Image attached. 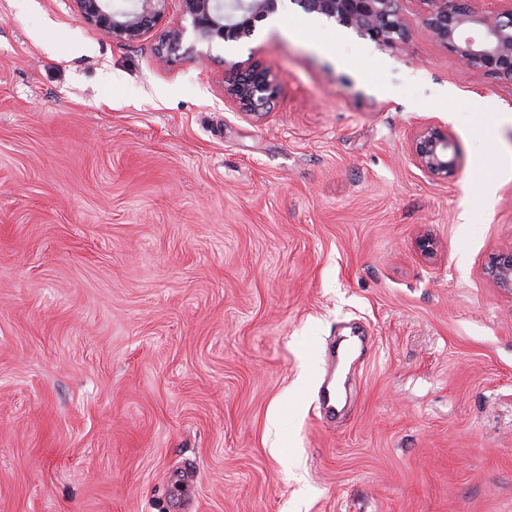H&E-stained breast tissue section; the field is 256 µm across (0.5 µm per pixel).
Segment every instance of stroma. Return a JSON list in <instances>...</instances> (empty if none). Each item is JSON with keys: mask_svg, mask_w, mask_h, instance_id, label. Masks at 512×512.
Here are the masks:
<instances>
[{"mask_svg": "<svg viewBox=\"0 0 512 512\" xmlns=\"http://www.w3.org/2000/svg\"><path fill=\"white\" fill-rule=\"evenodd\" d=\"M431 8L403 0L381 47L281 0L168 66L158 33L0 0V512H512V291L486 275L512 83ZM249 58L279 85L258 115L224 103ZM428 124L454 172L411 157ZM339 336L363 344L330 421ZM411 151L416 162L433 174H447L457 168L458 153L447 128L422 127L411 142ZM334 355H332L331 362L327 364L325 371L322 375L321 379V386H320V399L323 406V409L325 411L326 415L329 416H336L335 411L336 408L334 404L332 403V383L334 379L335 374V367H334Z\"/></svg>", "mask_w": 512, "mask_h": 512, "instance_id": "35a3bbf8", "label": "stroma"}]
</instances>
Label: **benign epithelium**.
<instances>
[{
	"mask_svg": "<svg viewBox=\"0 0 512 512\" xmlns=\"http://www.w3.org/2000/svg\"><path fill=\"white\" fill-rule=\"evenodd\" d=\"M82 21L105 38L120 44L141 41L161 27L157 54L175 62L185 54L211 57L197 46L212 47L254 35L257 24L275 13L279 0H70ZM304 11L355 29L382 47L404 41L402 0H294ZM435 4L425 18L431 35L467 67L497 80L512 82V8L500 13H478L472 0H430ZM180 20L169 22L172 5ZM188 24H183V21ZM270 67L238 61L225 68L224 103L237 112L258 114L270 109L277 96ZM416 162L433 174L457 168L458 153L446 128L424 126L411 142ZM488 276L501 288H512V251L500 254Z\"/></svg>",
	"mask_w": 512,
	"mask_h": 512,
	"instance_id": "7a95c632",
	"label": "benign epithelium"
}]
</instances>
